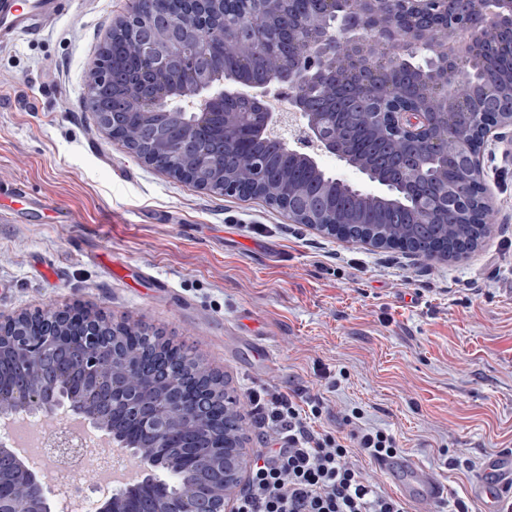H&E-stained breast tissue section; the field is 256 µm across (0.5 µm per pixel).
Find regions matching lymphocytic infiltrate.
I'll use <instances>...</instances> for the list:
<instances>
[{
  "mask_svg": "<svg viewBox=\"0 0 512 512\" xmlns=\"http://www.w3.org/2000/svg\"><path fill=\"white\" fill-rule=\"evenodd\" d=\"M266 405L274 428L269 445L260 449L235 512H406L402 501L365 481L351 462L353 452L378 461L397 453L396 439L383 430L358 429L355 446L315 432L291 397L274 395Z\"/></svg>",
  "mask_w": 512,
  "mask_h": 512,
  "instance_id": "f902f5d3",
  "label": "lymphocytic infiltrate"
}]
</instances>
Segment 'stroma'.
Segmentation results:
<instances>
[{
    "label": "stroma",
    "instance_id": "35a3bbf8",
    "mask_svg": "<svg viewBox=\"0 0 512 512\" xmlns=\"http://www.w3.org/2000/svg\"><path fill=\"white\" fill-rule=\"evenodd\" d=\"M129 7L79 0L0 48V316L78 302L158 331L223 375L247 452L272 433L249 395L279 393L317 432L392 433L446 490L407 512L460 500L485 512L469 487L512 449L506 144L484 153L496 214L475 250L426 259L343 242L154 170L96 125L81 105L87 67Z\"/></svg>",
    "mask_w": 512,
    "mask_h": 512
}]
</instances>
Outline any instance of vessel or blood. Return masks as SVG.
<instances>
[{
  "label": "vessel or blood",
  "mask_w": 512,
  "mask_h": 512,
  "mask_svg": "<svg viewBox=\"0 0 512 512\" xmlns=\"http://www.w3.org/2000/svg\"><path fill=\"white\" fill-rule=\"evenodd\" d=\"M64 2L0 0V48L41 31L58 17ZM378 466L412 502L437 501L445 495L444 487L429 471L409 457L386 458L380 460ZM507 493L512 495V455L487 460L471 487L472 496L492 503Z\"/></svg>",
  "instance_id": "obj_1"
}]
</instances>
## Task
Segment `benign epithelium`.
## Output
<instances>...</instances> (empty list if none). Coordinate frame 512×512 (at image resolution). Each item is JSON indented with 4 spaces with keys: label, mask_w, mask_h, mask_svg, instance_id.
<instances>
[{
    "label": "benign epithelium",
    "mask_w": 512,
    "mask_h": 512,
    "mask_svg": "<svg viewBox=\"0 0 512 512\" xmlns=\"http://www.w3.org/2000/svg\"><path fill=\"white\" fill-rule=\"evenodd\" d=\"M283 2L181 0L174 14L166 0H132L127 14L110 24L101 50L112 56L113 34L119 30L133 45L138 66L95 59L88 68L85 110L108 135L123 140L144 164L159 171L169 167L161 157L171 150L170 129L154 124L158 111H164L178 126L180 162L171 175L207 189L198 170L210 163L196 160L198 141L209 139L214 153L225 154L229 141L217 130L235 128L239 113L224 110V103L255 105L263 140L316 170L321 157H334L374 184L377 190L366 191L336 177L361 200L383 204V224L402 220L403 215L393 211L396 199L418 204L422 198L417 182L431 185L429 201L418 208L406 240L376 234L348 215L329 219L315 199L286 189L284 212L295 223L340 240L428 259L470 251L465 239L448 249L442 225L493 221L488 188L472 209L466 206V187L473 169L483 170L485 148L512 138V110L503 108L505 100L512 101V90L505 91L507 82L479 69L490 43L512 38V0H322L325 7H314L303 28L278 29L287 51L267 63L265 77L224 79L211 62L209 46L219 43L227 55L242 54V21L269 23ZM197 25L210 34L204 43L187 38ZM176 69L187 76L181 85L168 80ZM463 78L465 95L460 91ZM322 85L330 93L316 101L309 89ZM345 102L412 144L409 150L397 144L389 150L399 178L352 155L329 132L330 112ZM450 160L459 165L461 180L442 185L439 179ZM259 191L260 182L250 177L228 186V192L242 196ZM123 331L138 335V343L128 347L112 340ZM4 350L49 382L63 365L80 364L93 392L87 395L83 384L71 386L70 411L113 434L120 425L137 429L150 439L156 455L174 444L175 422L188 409L203 433L198 447L224 448L217 456L202 457L218 475L216 486L190 490L176 503L162 492L142 496L127 512H235L246 466L243 439L237 434L238 405L229 395L219 398L214 389L195 384L178 363L158 355V335L72 307L0 317V352ZM27 386L26 380L8 386L15 399L0 404L1 420L26 408ZM21 470V463L0 444V475ZM25 487L0 484V512H34Z\"/></svg>",
    "instance_id": "1"
}]
</instances>
